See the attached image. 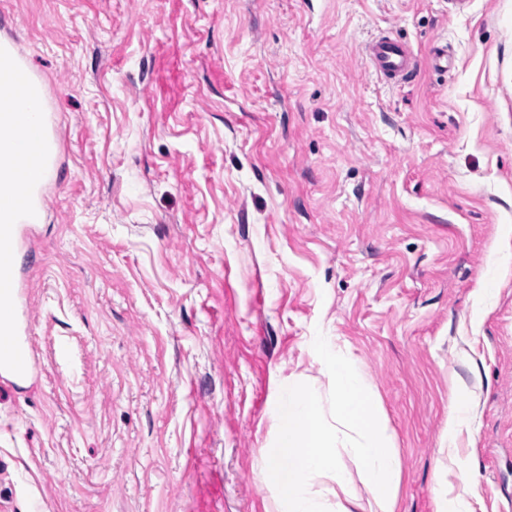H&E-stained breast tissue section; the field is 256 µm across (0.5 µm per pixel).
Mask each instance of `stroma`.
Masks as SVG:
<instances>
[{
    "label": "stroma",
    "mask_w": 512,
    "mask_h": 512,
    "mask_svg": "<svg viewBox=\"0 0 512 512\" xmlns=\"http://www.w3.org/2000/svg\"><path fill=\"white\" fill-rule=\"evenodd\" d=\"M383 33L412 82L369 66ZM0 40L59 143L0 512H276L254 461L279 379L328 391L327 329L401 461L394 512H434L444 471L512 512V0H0ZM474 417L473 405L465 400H454L448 413V457L453 460L457 433L467 427Z\"/></svg>",
    "instance_id": "35a3bbf8"
}]
</instances>
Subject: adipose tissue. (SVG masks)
<instances>
[{
  "mask_svg": "<svg viewBox=\"0 0 512 512\" xmlns=\"http://www.w3.org/2000/svg\"><path fill=\"white\" fill-rule=\"evenodd\" d=\"M27 70L21 69L14 50L0 42V152H8L20 174L13 187V195H21L25 187L42 175L39 163L40 126L34 118L45 112L43 89L38 82L27 79ZM28 82V91H21V82ZM32 116L33 121L23 130L14 129L12 118L17 113Z\"/></svg>",
  "mask_w": 512,
  "mask_h": 512,
  "instance_id": "adipose-tissue-1",
  "label": "adipose tissue"
}]
</instances>
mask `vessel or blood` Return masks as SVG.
Here are the masks:
<instances>
[{
	"label": "vessel or blood",
	"instance_id": "vessel-or-blood-1",
	"mask_svg": "<svg viewBox=\"0 0 512 512\" xmlns=\"http://www.w3.org/2000/svg\"><path fill=\"white\" fill-rule=\"evenodd\" d=\"M364 52L384 78L405 83L416 74L414 55L394 39L379 38ZM45 208L46 194L39 184L28 186L15 203L0 206V376L5 378L24 379L36 372V350L24 336L22 316L27 298L18 257Z\"/></svg>",
	"mask_w": 512,
	"mask_h": 512
}]
</instances>
